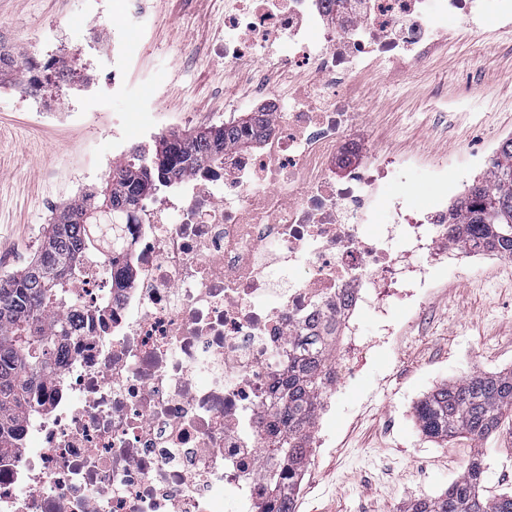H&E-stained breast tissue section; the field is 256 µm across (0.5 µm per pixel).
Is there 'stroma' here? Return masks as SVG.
Instances as JSON below:
<instances>
[{
  "label": "stroma",
  "mask_w": 512,
  "mask_h": 512,
  "mask_svg": "<svg viewBox=\"0 0 512 512\" xmlns=\"http://www.w3.org/2000/svg\"><path fill=\"white\" fill-rule=\"evenodd\" d=\"M134 0H0V40L16 52L88 46L97 12L120 18ZM146 26L130 64L101 60L94 83H76V120H38L15 97L16 76L0 75V276L33 258L49 219L48 198L68 204L69 174L98 185L109 128L128 112V137L143 149L155 136L206 129L224 114V0H143ZM450 50L425 56L406 74L367 83L369 124L380 150L453 153L448 173L472 182L465 157L483 140L512 134V37L492 12L477 23L435 17ZM152 125V133L142 124ZM397 341L332 397L329 437L311 451L294 512H407L447 490L474 451L489 464L490 492L512 491V417L489 439L448 444L425 437L417 403L437 384L472 370L512 369V260L462 261L439 273L422 305L402 320Z\"/></svg>",
  "instance_id": "35a3bbf8"
}]
</instances>
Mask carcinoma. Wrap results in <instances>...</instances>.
Returning <instances> with one entry per match:
<instances>
[{
    "instance_id": "obj_1",
    "label": "carcinoma",
    "mask_w": 512,
    "mask_h": 512,
    "mask_svg": "<svg viewBox=\"0 0 512 512\" xmlns=\"http://www.w3.org/2000/svg\"><path fill=\"white\" fill-rule=\"evenodd\" d=\"M249 144V138L215 126L185 137L162 135L148 157L134 149L115 176L56 215L28 266L0 278V455L15 447L19 413L31 405L36 380L50 370L53 346L45 337L44 321L54 317L55 335L67 334L60 311L64 288L80 271L88 250H117L130 207L154 181L189 165L200 166L227 147ZM459 210L465 212L464 221L454 224L452 232L462 247L512 256V138L501 142L491 179L472 185L468 202ZM314 345L326 347L328 340L315 336L301 343L278 397L284 434L260 449L261 460L285 466L268 473L267 494L274 512H293L296 480L310 453L315 401L328 385V358L311 353ZM509 416L512 370L475 369L439 385L416 408L420 431L441 443L460 438L479 442L497 432ZM486 469L485 455L476 452L448 490L416 501L409 512H512V493L487 490Z\"/></svg>"
}]
</instances>
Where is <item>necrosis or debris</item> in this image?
Returning a JSON list of instances; mask_svg holds the SVG:
<instances>
[{"label":"necrosis or debris","instance_id":"necrosis-or-debris-1","mask_svg":"<svg viewBox=\"0 0 512 512\" xmlns=\"http://www.w3.org/2000/svg\"><path fill=\"white\" fill-rule=\"evenodd\" d=\"M425 2L224 0V69L243 74L266 131L143 195L126 247L68 280L69 333L44 323L52 369L0 457V512L270 508L260 450L282 430L272 403L298 338L339 337L331 362L348 379L400 335L393 310H414L438 269L469 256L450 201L418 210L388 191L408 168L447 185V156L381 157L359 136L366 78L436 46ZM433 2L512 24V0ZM76 75L59 52L25 55L19 100L64 111Z\"/></svg>","mask_w":512,"mask_h":512}]
</instances>
